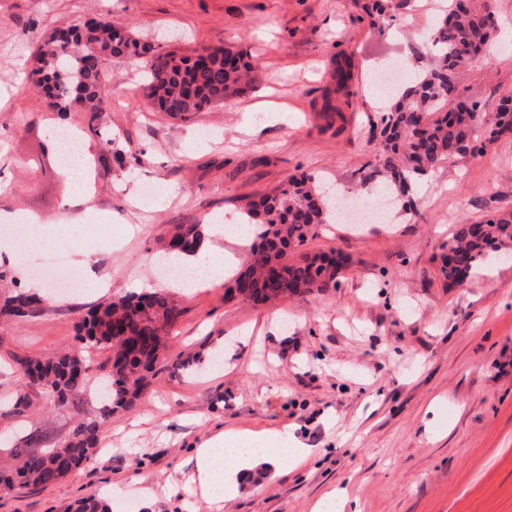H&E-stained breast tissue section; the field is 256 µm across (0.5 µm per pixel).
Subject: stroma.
I'll return each mask as SVG.
<instances>
[{
  "label": "stroma",
  "mask_w": 512,
  "mask_h": 512,
  "mask_svg": "<svg viewBox=\"0 0 512 512\" xmlns=\"http://www.w3.org/2000/svg\"><path fill=\"white\" fill-rule=\"evenodd\" d=\"M446 0H419L390 27L363 19L358 0H0V225L29 215L55 236L28 232L26 254L0 255V295L44 284L45 252L68 254L85 288L50 292L41 316L0 325V434L33 432L51 448L74 421L96 412L81 398L57 406L30 390L32 411L8 417L20 381L13 356L74 351V325L97 304L154 279L177 225L244 213L259 195L303 172L354 188L376 155L369 115L386 99L377 67L422 47ZM501 30L472 61L460 89L491 109L512 89V0H492ZM107 17L140 34L169 33L174 48L224 41L255 66L246 90L183 122L142 96L139 66L111 60L97 131L89 115L60 119L21 92L37 42ZM349 65L350 93L337 91ZM265 107L250 124L246 115ZM93 144L96 196L87 211L67 174L60 127ZM125 167L97 151L100 136ZM512 213V133L484 152L444 165L386 221L326 224L303 247L350 263L336 288L272 305L225 301L224 280L180 296L184 316L168 353L197 352L191 372L156 375L136 408L113 414L94 458L45 489L0 491V512H63L77 498L108 494L112 512H512V257L492 260L460 285L441 273L457 224ZM91 254L93 265L81 262ZM110 290L101 293L100 276ZM288 429L309 449L239 486L220 506H199L190 482L196 450L218 435ZM156 489L155 497L140 489Z\"/></svg>",
  "instance_id": "1"
}]
</instances>
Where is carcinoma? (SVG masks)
Instances as JSON below:
<instances>
[{
  "mask_svg": "<svg viewBox=\"0 0 512 512\" xmlns=\"http://www.w3.org/2000/svg\"><path fill=\"white\" fill-rule=\"evenodd\" d=\"M406 0H367L363 10L371 23L389 25ZM497 31L496 14L481 0H452L449 10L431 31V63L416 80L400 85L398 96L380 122L373 125L379 144L375 161L359 170L360 185L386 190L396 199L410 197L415 184L430 180L447 162L470 150L480 125L487 142L512 133V91L499 94L491 114L462 98L458 80L464 66L485 52ZM33 91L48 108L69 112L81 108L104 111L100 96L103 63L121 58L145 63L144 97L160 111L187 121L206 108L249 86L253 69L247 53L222 43L202 46L191 56L156 48L147 37L107 18L91 21L39 45ZM332 204L312 174L292 176L253 202L247 211L254 242L245 265L224 291L242 289L244 300L267 303L287 296L323 293L336 286L345 268L340 253L312 259L288 260V253L331 223ZM204 225L181 224L164 246V254L196 256L202 250ZM512 242V214L459 224L448 243L442 273L461 284L485 260ZM43 300L25 292L3 297L0 322L33 318ZM184 314L164 290L132 292L100 304L75 324L79 348L112 351L107 361L92 365L76 354L32 359L14 357L16 372L26 388H37L59 406L86 395L94 378L106 387V400L97 416L77 421L68 436L53 448H35L36 435L27 434L24 447L0 448V490L47 488L63 480L96 454L101 432L112 413L133 408L156 374L189 372L195 358L166 354L168 339ZM67 512H110L94 497L68 506Z\"/></svg>",
  "mask_w": 512,
  "mask_h": 512,
  "instance_id": "obj_1",
  "label": "carcinoma"
}]
</instances>
